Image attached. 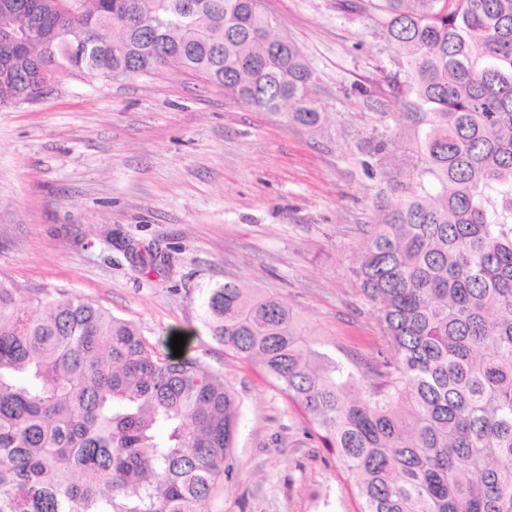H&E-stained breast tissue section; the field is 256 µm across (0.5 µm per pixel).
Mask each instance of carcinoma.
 I'll list each match as a JSON object with an SVG mask.
<instances>
[{"instance_id":"1","label":"carcinoma","mask_w":512,"mask_h":512,"mask_svg":"<svg viewBox=\"0 0 512 512\" xmlns=\"http://www.w3.org/2000/svg\"><path fill=\"white\" fill-rule=\"evenodd\" d=\"M0 15V103L61 74L180 68L320 125L317 77L260 0H43ZM384 32L411 144L356 269L393 357L379 381L316 348L276 295L234 281L208 327L261 364L354 482L362 512H512V0H354ZM240 406L197 357L67 291L0 279V512H206Z\"/></svg>"}]
</instances>
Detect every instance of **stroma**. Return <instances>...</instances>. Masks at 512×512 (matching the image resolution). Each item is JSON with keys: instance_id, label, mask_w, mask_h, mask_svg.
Segmentation results:
<instances>
[{"instance_id": "1", "label": "stroma", "mask_w": 512, "mask_h": 512, "mask_svg": "<svg viewBox=\"0 0 512 512\" xmlns=\"http://www.w3.org/2000/svg\"><path fill=\"white\" fill-rule=\"evenodd\" d=\"M314 70L318 130L234 101L177 68L61 76L0 105V278L110 308L224 377L241 405L231 480L208 512H361L341 461L261 365L203 323L213 288L276 296L336 357L390 355L354 270L405 154L382 32L339 0H261Z\"/></svg>"}]
</instances>
